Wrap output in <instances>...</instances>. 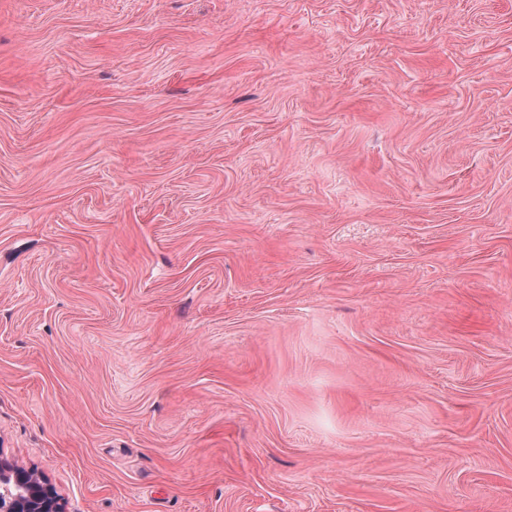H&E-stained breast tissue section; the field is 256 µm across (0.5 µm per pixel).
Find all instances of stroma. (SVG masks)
Listing matches in <instances>:
<instances>
[{
  "instance_id": "stroma-1",
  "label": "stroma",
  "mask_w": 512,
  "mask_h": 512,
  "mask_svg": "<svg viewBox=\"0 0 512 512\" xmlns=\"http://www.w3.org/2000/svg\"><path fill=\"white\" fill-rule=\"evenodd\" d=\"M0 457L512 512V0H0Z\"/></svg>"
}]
</instances>
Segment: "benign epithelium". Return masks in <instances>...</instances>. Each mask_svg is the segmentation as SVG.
I'll return each mask as SVG.
<instances>
[{
	"label": "benign epithelium",
	"instance_id": "obj_1",
	"mask_svg": "<svg viewBox=\"0 0 512 512\" xmlns=\"http://www.w3.org/2000/svg\"><path fill=\"white\" fill-rule=\"evenodd\" d=\"M6 483L12 484L16 493L0 500V512H64L55 488L38 471L0 458V484Z\"/></svg>",
	"mask_w": 512,
	"mask_h": 512
}]
</instances>
